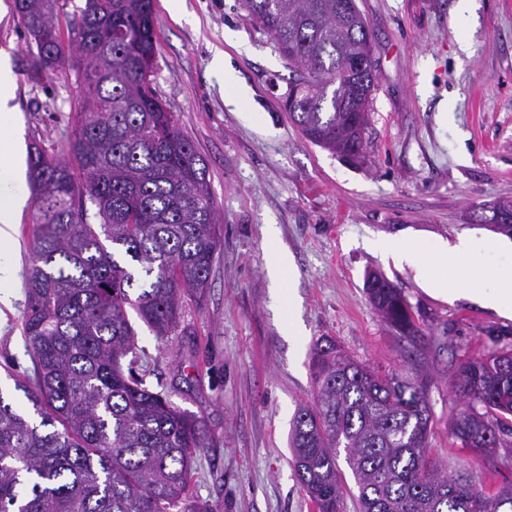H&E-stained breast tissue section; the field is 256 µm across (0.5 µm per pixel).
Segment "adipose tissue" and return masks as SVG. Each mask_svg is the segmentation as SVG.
I'll use <instances>...</instances> for the list:
<instances>
[{
    "mask_svg": "<svg viewBox=\"0 0 512 512\" xmlns=\"http://www.w3.org/2000/svg\"><path fill=\"white\" fill-rule=\"evenodd\" d=\"M14 90L15 77L9 66L0 62V285L15 278L10 256L14 243L12 228L27 202L21 189V150L15 136L18 115L10 105ZM374 248L396 265L408 267L430 296L442 300L465 297L512 320V265H484L475 261L478 254L502 251L504 244L500 239L460 235L428 246L409 236L396 242H375Z\"/></svg>",
    "mask_w": 512,
    "mask_h": 512,
    "instance_id": "1",
    "label": "adipose tissue"
}]
</instances>
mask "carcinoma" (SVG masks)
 Returning a JSON list of instances; mask_svg holds the SVG:
<instances>
[{
    "instance_id": "cac0c4a2",
    "label": "carcinoma",
    "mask_w": 512,
    "mask_h": 512,
    "mask_svg": "<svg viewBox=\"0 0 512 512\" xmlns=\"http://www.w3.org/2000/svg\"><path fill=\"white\" fill-rule=\"evenodd\" d=\"M14 0L28 38V82L39 86L71 55L78 64L77 129L64 155L33 144L32 258L23 335L35 389L16 379L27 408L0 393V512H203L191 504L200 419L132 372L134 313L156 335L178 327L182 294L203 297L222 244L207 165L153 88L154 0H85L62 30L55 0ZM241 0L246 20L288 62L283 107L310 143L333 153L364 144L370 109L339 68L353 44L357 3ZM48 39H37L42 29ZM383 320L422 334L412 307L372 273ZM312 402L289 433L292 466L314 512H512V485L487 494L466 470L429 452L423 389L348 355L331 337L312 348ZM464 408L448 425L461 447L484 452L511 432L512 346L493 344L454 379Z\"/></svg>"
}]
</instances>
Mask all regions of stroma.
Masks as SVG:
<instances>
[{"label": "stroma", "instance_id": "obj_1", "mask_svg": "<svg viewBox=\"0 0 512 512\" xmlns=\"http://www.w3.org/2000/svg\"><path fill=\"white\" fill-rule=\"evenodd\" d=\"M367 19L376 85L361 161L306 141L282 108L287 62L244 18L239 0H155L154 87L208 166L222 244L203 300L184 297L166 337L135 322L147 384L199 418L207 446L191 484L209 512H313L291 464L288 435L312 392L310 353L330 336L356 359L414 379L430 406V453L473 472L486 493L512 485V447L482 455L448 432L461 404L452 377L512 320L466 299L428 296L409 269L374 253V240L425 243L491 236L480 208L512 200V0H357ZM27 40L13 0H0V59L15 75L22 149L61 152L75 128L71 69L44 85L22 74ZM223 54L227 74L212 70ZM33 205L17 218L18 275L0 305V392L25 402L33 380L21 318ZM276 227L269 241L268 227ZM293 269L274 301L269 266ZM384 274L421 325L408 342L386 325L364 288ZM299 343L289 341V315Z\"/></svg>", "mask_w": 512, "mask_h": 512}]
</instances>
